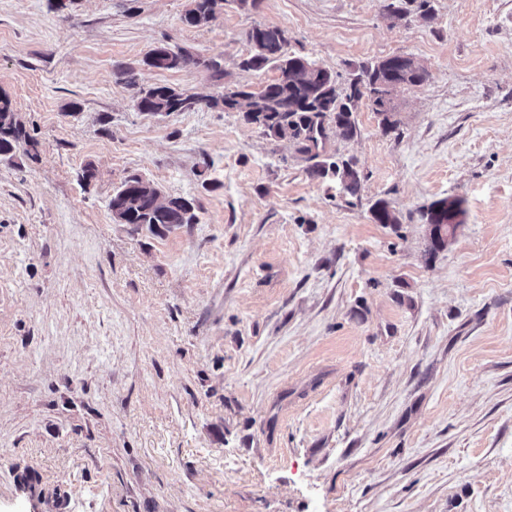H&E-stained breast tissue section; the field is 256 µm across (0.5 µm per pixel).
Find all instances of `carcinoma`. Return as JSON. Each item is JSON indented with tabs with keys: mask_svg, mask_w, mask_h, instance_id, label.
Listing matches in <instances>:
<instances>
[{
	"mask_svg": "<svg viewBox=\"0 0 512 512\" xmlns=\"http://www.w3.org/2000/svg\"><path fill=\"white\" fill-rule=\"evenodd\" d=\"M224 7V0H193L182 18L184 24L199 27L212 21ZM251 44L250 54L241 60L240 67L262 70L272 66L278 75L271 82L255 91L245 89L228 90L208 101L212 108L226 112H244L246 122L260 128L264 134L275 139H289L299 145V151L316 160L312 173L332 183L352 196L360 189L359 172L348 160H338L324 153L323 144L328 137L324 126V110H336V102L342 100L336 91V74L317 66L304 65L300 56L288 53V39L283 29L271 26H255L247 33ZM145 65L162 71H182L199 65L212 71L219 80L224 71L216 61L202 63L186 50L176 52L156 49L144 60ZM426 72L413 58L396 54L362 67L361 74L350 84L347 101L358 103L366 100L372 111L381 117L386 129L395 125V109L383 107L378 93L381 88L409 82L414 86L423 84ZM138 111L168 116L174 112H192L199 102L185 92L169 86H155L143 90L136 98ZM336 130L344 138L354 135L351 112H340L334 117ZM39 142L27 130L15 112L11 100L0 95V160L12 161L18 156L36 161L39 157ZM109 210L119 209L127 220L113 223L170 224L181 226L198 221L197 207L193 200L185 197H166L158 186L139 173L128 174L114 189L108 203ZM465 214L462 200L457 197L438 199L419 211V220L428 225L431 247L434 250L448 245V223L458 215Z\"/></svg>",
	"mask_w": 512,
	"mask_h": 512,
	"instance_id": "1",
	"label": "carcinoma"
}]
</instances>
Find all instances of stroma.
<instances>
[{
	"instance_id": "obj_1",
	"label": "stroma",
	"mask_w": 512,
	"mask_h": 512,
	"mask_svg": "<svg viewBox=\"0 0 512 512\" xmlns=\"http://www.w3.org/2000/svg\"><path fill=\"white\" fill-rule=\"evenodd\" d=\"M190 6L0 0V94L41 156L0 162V512H512V0ZM258 24L343 94L427 67L393 129L362 101L329 130L357 196L207 106L275 77L240 66ZM159 45L202 65L146 67ZM158 85L202 103L137 111ZM132 172L198 223H113ZM444 197L465 221L434 252L417 212ZM190 8L182 18L184 24L199 27L212 21L224 7V0H193Z\"/></svg>"
}]
</instances>
